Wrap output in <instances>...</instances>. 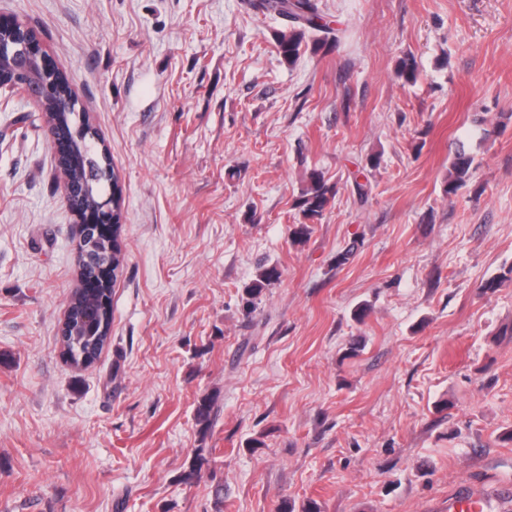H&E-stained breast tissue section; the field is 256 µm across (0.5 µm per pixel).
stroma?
I'll return each mask as SVG.
<instances>
[{
    "label": "stroma",
    "instance_id": "35a3bbf8",
    "mask_svg": "<svg viewBox=\"0 0 512 512\" xmlns=\"http://www.w3.org/2000/svg\"><path fill=\"white\" fill-rule=\"evenodd\" d=\"M315 3L343 34L291 65L248 0H0L109 150L126 254L74 368L79 227L0 90V512H448L464 486L512 512V285L484 290L512 267V0ZM314 169L338 193L297 244ZM474 158L460 147L454 154L448 179L444 183L443 192L446 196L455 195L457 191L466 185L473 172ZM280 273L276 267H261L256 278L247 286L246 294L251 299L260 296L265 288L277 281ZM94 306L98 312V321L95 330L88 331L82 321V315L86 309ZM70 320L60 334L61 354L75 368L84 366L80 356L76 354L78 346L82 345L83 351L94 353L97 348V358L110 339L112 327V286L105 283L93 292H87L83 288H76L70 297ZM88 348H91L88 350Z\"/></svg>",
    "mask_w": 512,
    "mask_h": 512
}]
</instances>
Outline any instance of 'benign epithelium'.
Segmentation results:
<instances>
[{"label":"benign epithelium","instance_id":"benign-epithelium-1","mask_svg":"<svg viewBox=\"0 0 512 512\" xmlns=\"http://www.w3.org/2000/svg\"><path fill=\"white\" fill-rule=\"evenodd\" d=\"M62 77L64 73L55 66L35 31L16 18H0V86L16 84L34 90L30 99L42 112L56 144L57 165L63 170L71 157L72 143L61 128L49 119L53 112L64 108L72 110L73 98H68L64 103L60 100ZM72 213L79 221L87 213L98 224H110L115 221L117 208L109 196L92 210L85 212L82 207L76 206Z\"/></svg>","mask_w":512,"mask_h":512}]
</instances>
